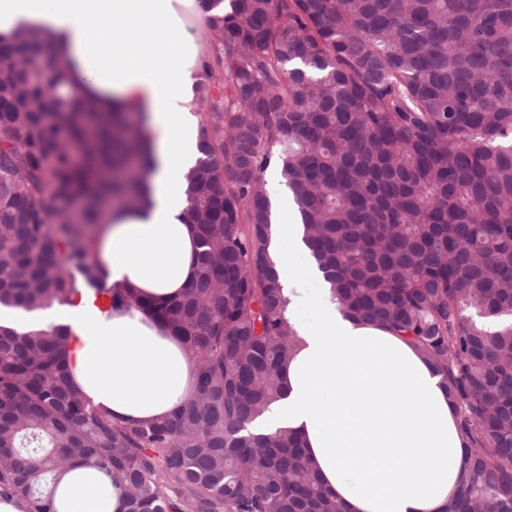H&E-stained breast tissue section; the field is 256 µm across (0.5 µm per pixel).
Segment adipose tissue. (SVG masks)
<instances>
[{
    "mask_svg": "<svg viewBox=\"0 0 512 512\" xmlns=\"http://www.w3.org/2000/svg\"><path fill=\"white\" fill-rule=\"evenodd\" d=\"M195 10V0H0V41L22 31L48 34L73 92L106 112L147 113L146 193L135 208L105 210L93 252L107 284L154 300L178 294L194 277L186 176L198 157L192 89L208 51ZM273 220L270 250L296 336L285 396L252 431L296 432L346 512H444L465 448L441 376L402 338L341 312L288 193L276 198ZM303 283L309 296L299 294ZM59 323L73 330L70 378L100 411L148 421L193 399L194 361L150 313L107 316L85 301L0 311V324ZM119 497L101 472L77 466L54 502L57 512H118Z\"/></svg>",
    "mask_w": 512,
    "mask_h": 512,
    "instance_id": "obj_1",
    "label": "adipose tissue"
}]
</instances>
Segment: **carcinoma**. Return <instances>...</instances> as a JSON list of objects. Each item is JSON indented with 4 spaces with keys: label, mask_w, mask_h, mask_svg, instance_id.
Segmentation results:
<instances>
[{
    "label": "carcinoma",
    "mask_w": 512,
    "mask_h": 512,
    "mask_svg": "<svg viewBox=\"0 0 512 512\" xmlns=\"http://www.w3.org/2000/svg\"><path fill=\"white\" fill-rule=\"evenodd\" d=\"M200 4L196 274L161 301L108 286L91 248L105 207L141 200L145 113L61 92L39 34L0 42V308L136 307L196 364L191 402L135 422L71 384L70 327L0 325V497L54 512L82 464L123 512H345L292 431L249 430L296 336L268 251L275 168L340 307L442 376L466 444L445 512H512V0Z\"/></svg>",
    "instance_id": "obj_1"
}]
</instances>
